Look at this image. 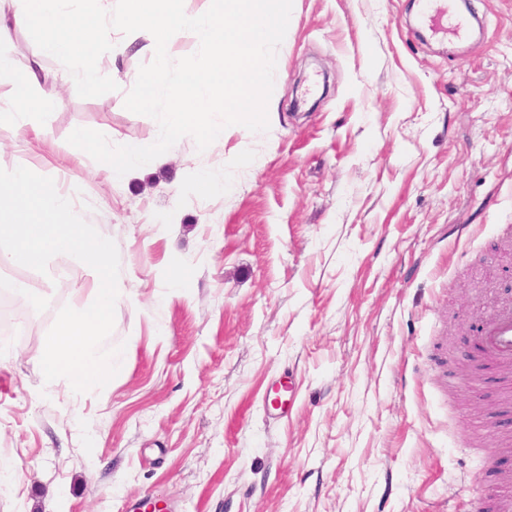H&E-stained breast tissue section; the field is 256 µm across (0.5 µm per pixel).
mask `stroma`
I'll return each instance as SVG.
<instances>
[{
	"mask_svg": "<svg viewBox=\"0 0 512 512\" xmlns=\"http://www.w3.org/2000/svg\"><path fill=\"white\" fill-rule=\"evenodd\" d=\"M467 4L463 40L419 0H293L269 131L232 125L202 152L186 136L119 181L67 138L157 139L124 106L153 36L115 45L117 91L82 98L12 33L60 104L41 137L0 124V168L53 178L133 293L104 343L121 371L77 394L40 355L59 309L91 299L90 267L0 268V289L29 286L28 320L0 329V468L18 473L0 512H488L512 494V377L459 370L462 316L488 317L512 279V0ZM205 174L233 190H185ZM176 264L191 277L173 289Z\"/></svg>",
	"mask_w": 512,
	"mask_h": 512,
	"instance_id": "1",
	"label": "stroma"
}]
</instances>
